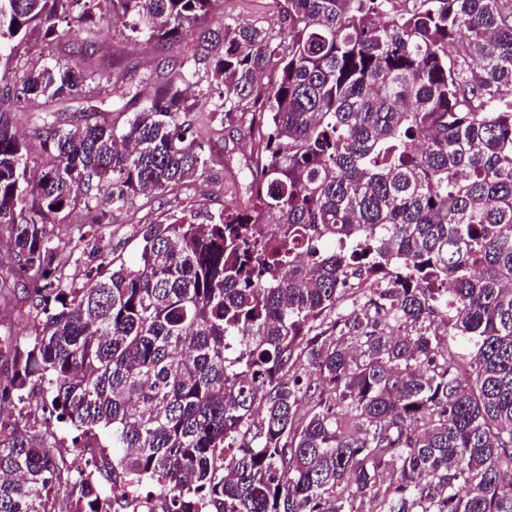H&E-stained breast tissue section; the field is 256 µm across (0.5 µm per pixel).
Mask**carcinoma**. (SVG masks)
Masks as SVG:
<instances>
[{
	"instance_id": "obj_1",
	"label": "carcinoma",
	"mask_w": 512,
	"mask_h": 512,
	"mask_svg": "<svg viewBox=\"0 0 512 512\" xmlns=\"http://www.w3.org/2000/svg\"><path fill=\"white\" fill-rule=\"evenodd\" d=\"M213 2L0 0V47L72 33L80 61L0 72V230L44 315L0 344V404L112 428V460L86 470L1 421L0 512H512V0L214 19L123 129L48 110L41 151L17 138L31 99L139 100L130 70L96 63L93 11L177 45ZM194 112L248 171L239 202L150 223L131 264L103 255L64 287L49 226L104 223L96 187L120 209L217 178Z\"/></svg>"
}]
</instances>
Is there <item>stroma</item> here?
Masks as SVG:
<instances>
[{
	"label": "stroma",
	"instance_id": "obj_1",
	"mask_svg": "<svg viewBox=\"0 0 512 512\" xmlns=\"http://www.w3.org/2000/svg\"><path fill=\"white\" fill-rule=\"evenodd\" d=\"M282 7V0H217L216 13L229 23L246 21L275 29L280 23ZM92 36L98 45V57L102 63L128 67L137 78L146 71L161 70L177 52L165 44L132 49L105 19L98 21ZM245 181L242 175L224 179L220 184L192 179L164 197H137L127 207L110 211L106 223L94 227L89 226L83 211L73 212L65 223L53 228L56 251L71 258L67 268L68 286L81 287L86 269L91 265L84 250L85 237L95 236L98 247L109 257L132 262L141 246L140 230L144 225L164 219L165 215L173 212L187 216L221 212L225 205L233 202L234 187ZM17 299L14 293L0 298V338L24 344L34 336L35 323L32 317L21 312Z\"/></svg>",
	"mask_w": 512,
	"mask_h": 512
}]
</instances>
